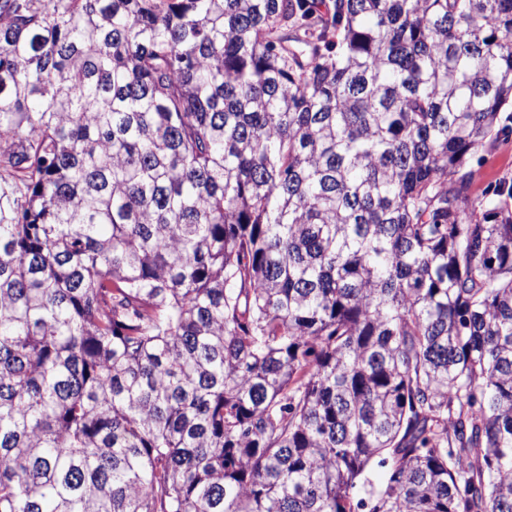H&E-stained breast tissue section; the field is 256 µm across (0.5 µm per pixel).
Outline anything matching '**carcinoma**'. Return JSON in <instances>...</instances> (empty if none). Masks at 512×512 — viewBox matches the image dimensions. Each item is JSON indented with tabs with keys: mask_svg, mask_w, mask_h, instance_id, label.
Segmentation results:
<instances>
[{
	"mask_svg": "<svg viewBox=\"0 0 512 512\" xmlns=\"http://www.w3.org/2000/svg\"><path fill=\"white\" fill-rule=\"evenodd\" d=\"M512 0H0V512H512ZM473 177L470 197L478 200L491 184L512 181V134L507 131L497 141L480 147L471 157L468 168Z\"/></svg>",
	"mask_w": 512,
	"mask_h": 512,
	"instance_id": "cac0c4a2",
	"label": "carcinoma"
}]
</instances>
